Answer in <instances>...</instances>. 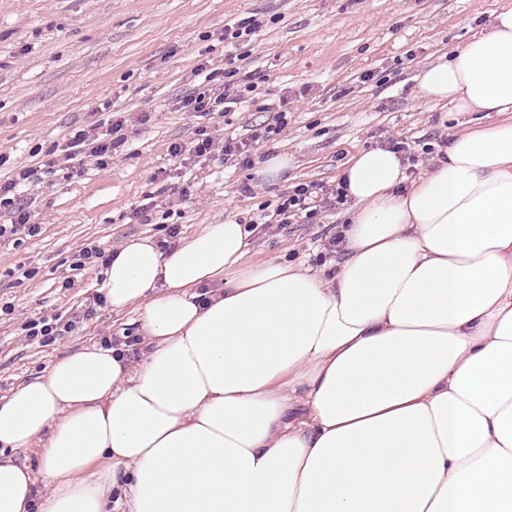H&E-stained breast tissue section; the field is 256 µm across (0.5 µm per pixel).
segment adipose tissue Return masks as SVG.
<instances>
[{
    "mask_svg": "<svg viewBox=\"0 0 512 512\" xmlns=\"http://www.w3.org/2000/svg\"><path fill=\"white\" fill-rule=\"evenodd\" d=\"M419 95L504 119L414 180L350 159L328 265L246 263L232 219L124 240L98 291L139 356L90 344L12 389L0 512H512V7Z\"/></svg>",
    "mask_w": 512,
    "mask_h": 512,
    "instance_id": "1",
    "label": "adipose tissue"
}]
</instances>
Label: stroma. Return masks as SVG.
Segmentation results:
<instances>
[{
  "label": "stroma",
  "mask_w": 512,
  "mask_h": 512,
  "mask_svg": "<svg viewBox=\"0 0 512 512\" xmlns=\"http://www.w3.org/2000/svg\"><path fill=\"white\" fill-rule=\"evenodd\" d=\"M512 0H0V183L37 169L22 187L37 235L0 239V400L46 373L59 357L102 338L136 332L134 310L94 302L99 276L73 264L84 244L115 249L124 239H158L176 224L189 237L230 218L257 221L246 260L282 256L312 266L332 260L327 243L344 209L299 224H264L298 184H336L360 150L413 142V176L431 164L423 144L448 134L449 102L419 96L427 65L481 32ZM256 17L260 28L230 43L224 26ZM232 63L251 74L249 103L206 115L179 109L200 63ZM288 100V125L254 144L253 164L225 162L224 138H249ZM109 102V112L99 111ZM149 122H142V115ZM123 121L127 142L106 167L62 149L76 130L105 132ZM213 140L210 155L171 156L175 142ZM286 154L284 178L256 170ZM151 223L131 220L146 194ZM72 321L50 345L29 339L28 321Z\"/></svg>",
  "instance_id": "35a3bbf8"
}]
</instances>
